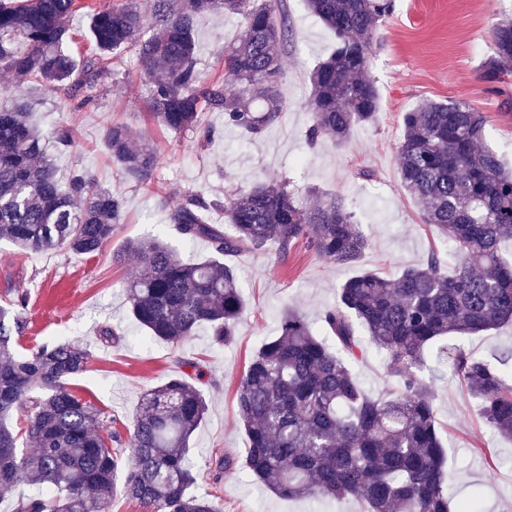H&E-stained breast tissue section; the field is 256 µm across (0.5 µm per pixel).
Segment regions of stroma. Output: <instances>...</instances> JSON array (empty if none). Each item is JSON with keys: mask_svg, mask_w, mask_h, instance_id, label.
Masks as SVG:
<instances>
[{"mask_svg": "<svg viewBox=\"0 0 512 512\" xmlns=\"http://www.w3.org/2000/svg\"><path fill=\"white\" fill-rule=\"evenodd\" d=\"M289 37L281 60V121L258 138L224 123V114L207 110L212 142L194 131L173 133L159 126L145 97L148 78L129 48L112 60L94 104L78 107L38 84H17L0 71V99L25 98L31 121L47 133L46 153L61 180L91 177L123 201L122 221L111 243L93 256L63 250L24 253L0 240V305L24 298L25 329L17 348L28 353L42 344L78 340L91 351L87 369L69 380L74 394L88 400L128 437L141 394L174 375L188 376L209 403L205 422L192 439L194 451L230 460L222 481L197 490L215 491L220 512H367L358 497L342 504L288 500L257 484L244 465L247 438L235 414L238 385L251 358L275 334L286 307L297 308L316 335H324V310L336 301V288L361 271L395 275L438 249L453 265V247L424 224L420 204L402 186L397 147L401 117L424 100L464 102L487 118L486 144L512 166V78L501 88L479 76L480 61L491 54L492 31L512 18V0H395L394 11L379 26L371 74L379 92L375 123L356 125L344 146L329 140L309 144L307 104L310 73L335 45L333 33L307 9L305 0H283ZM239 30L237 17L217 12L197 26L194 38L205 80H224V46ZM73 131L76 147L57 148L51 134L58 124ZM119 124L133 141L148 140L158 163L150 182L129 180L104 147L107 126ZM258 182L288 183L299 196L310 190L340 193L371 241L355 265H341L317 255L305 241L288 253L255 251L233 258L246 301L245 313L229 343L215 344L199 332L180 346L149 341L129 316L124 294L136 267L133 257L112 260L123 243L166 223L168 198L188 193L209 199ZM112 338H105V330ZM445 345L512 367V324L469 336L448 335ZM430 380L446 446L445 467L454 500L478 495L483 512H512V439L495 433L478 404L457 377L428 352ZM351 368L377 397L399 387L376 350L352 361Z\"/></svg>", "mask_w": 512, "mask_h": 512, "instance_id": "obj_1", "label": "stroma"}]
</instances>
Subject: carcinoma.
Instances as JSON below:
<instances>
[{
	"instance_id": "1",
	"label": "carcinoma",
	"mask_w": 512,
	"mask_h": 512,
	"mask_svg": "<svg viewBox=\"0 0 512 512\" xmlns=\"http://www.w3.org/2000/svg\"><path fill=\"white\" fill-rule=\"evenodd\" d=\"M306 6L336 35V47L310 74L307 139L340 147L353 126L377 120L370 52L393 0H306ZM84 7L95 52L78 60L67 48L69 20ZM84 7L79 0H0V71L87 105L112 54L131 45L149 77V110L164 129L213 140L215 131L200 123L205 105L224 113V125L254 138L279 122L287 43L282 0H149L145 13L134 0ZM219 11L239 18L240 27L224 46L229 80L207 83L194 31ZM479 72L495 86L512 77L511 19L495 25L493 52ZM402 123L401 184L422 204L423 222L452 243L453 273L433 251L396 276L367 271L348 278L322 316L334 349L302 313L285 309L279 335L260 346L237 390L235 413L248 439L245 467L288 499L359 496L368 512H481L475 500L451 508L435 395L422 374L426 352L446 335L512 323V253L502 250L512 241V169L482 147L486 117L466 103L423 101L403 113ZM104 142L127 178H151L156 153L133 143L125 127H107ZM121 211L117 196L81 175L60 181L25 101L0 104V239L22 250L94 255L112 241ZM214 211L224 223L211 220ZM168 223L184 242H206L211 257L185 260L149 238L127 241L113 259H136L125 293L146 338L176 346L200 330L216 343L234 335L246 305L236 270L221 258L267 248L285 253L304 240L346 265L370 247L341 196L304 202L286 183H256L222 200L185 194L172 201ZM22 328L13 310L0 306V491L23 481L35 486L12 512H109L118 487L149 512H217L212 494L191 492L201 470L189 444L208 412L200 390L180 375L148 390L124 458L102 432L114 443L122 442L120 434L67 386L84 372L89 349L57 341L21 355L15 335ZM364 337L385 355L387 372L402 382L400 393L376 398L351 370L347 359L364 355ZM438 356L465 383L485 422L512 438V373L457 348ZM18 413L26 418L25 440L36 444L30 451L8 424ZM229 465L215 452L205 468L217 484Z\"/></svg>"
}]
</instances>
